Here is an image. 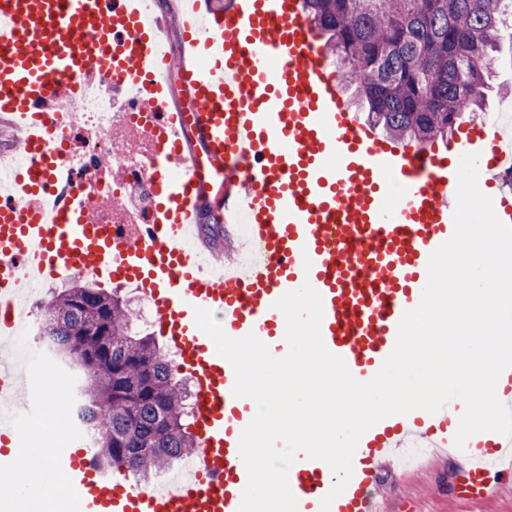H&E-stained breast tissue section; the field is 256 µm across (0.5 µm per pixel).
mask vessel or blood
Wrapping results in <instances>:
<instances>
[{"label": "vessel or blood", "instance_id": "vessel-or-blood-1", "mask_svg": "<svg viewBox=\"0 0 512 512\" xmlns=\"http://www.w3.org/2000/svg\"><path fill=\"white\" fill-rule=\"evenodd\" d=\"M180 25L208 68L185 71L187 112L169 111L158 72H171L150 34L141 0H0V114L23 132L30 165L8 178L0 201V322L12 326L26 286L45 271L137 283L155 304L167 346L193 380L195 480L171 490L130 489L103 475L85 450L55 449L67 512H238L247 471L239 455L255 415L234 396L235 373L195 322L215 314L233 338L255 334L275 357L288 344L276 301L303 283L321 295L326 348L355 376L373 375L392 352L398 324L415 308L431 253L454 233L458 159L479 156L480 172L512 169L498 128H460L447 150L382 136L361 121L329 72L302 0H226L205 8L183 0ZM139 87L164 147L155 209L135 229L102 230L81 190L60 178L48 149L53 106L107 75ZM199 136L190 150L186 137ZM206 179L217 218L246 226L248 271L197 256L191 185ZM32 378L0 370V405ZM457 403L378 422L360 439L353 476L330 512H379V464L416 439L454 450ZM461 498L482 496L491 473L512 475V438L470 437L459 451ZM297 512H320L335 477L298 455L288 474Z\"/></svg>", "mask_w": 512, "mask_h": 512}]
</instances>
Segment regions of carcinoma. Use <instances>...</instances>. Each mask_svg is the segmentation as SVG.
I'll return each instance as SVG.
<instances>
[{"label":"carcinoma","instance_id":"cac0c4a2","mask_svg":"<svg viewBox=\"0 0 512 512\" xmlns=\"http://www.w3.org/2000/svg\"><path fill=\"white\" fill-rule=\"evenodd\" d=\"M328 34L339 77L368 105L367 120L408 142L446 138L482 106L512 0H304ZM51 348L79 373L80 419L107 472L145 480L195 449L188 393L114 288L75 278L46 299Z\"/></svg>","mask_w":512,"mask_h":512}]
</instances>
